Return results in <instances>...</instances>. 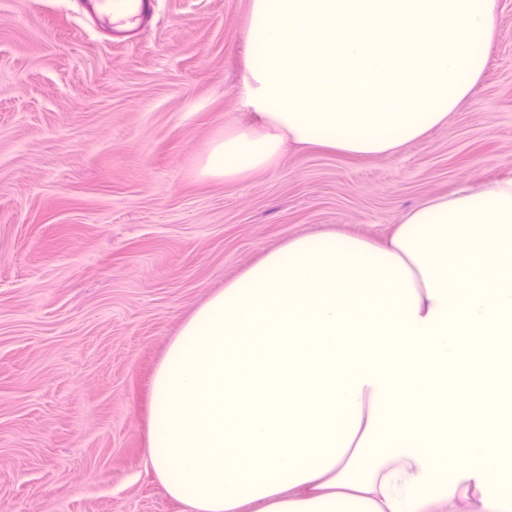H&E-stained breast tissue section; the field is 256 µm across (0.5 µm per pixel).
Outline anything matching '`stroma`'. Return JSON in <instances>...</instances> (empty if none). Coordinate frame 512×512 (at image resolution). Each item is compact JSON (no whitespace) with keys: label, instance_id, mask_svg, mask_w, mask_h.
Segmentation results:
<instances>
[{"label":"stroma","instance_id":"obj_1","mask_svg":"<svg viewBox=\"0 0 512 512\" xmlns=\"http://www.w3.org/2000/svg\"><path fill=\"white\" fill-rule=\"evenodd\" d=\"M251 0H159L109 39L70 0H0V512H189L148 454L152 384L216 291L292 238L385 239L512 177V0L483 77L384 156L288 149L203 175L242 101Z\"/></svg>","mask_w":512,"mask_h":512}]
</instances>
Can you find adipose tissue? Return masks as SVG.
<instances>
[{"mask_svg": "<svg viewBox=\"0 0 512 512\" xmlns=\"http://www.w3.org/2000/svg\"><path fill=\"white\" fill-rule=\"evenodd\" d=\"M496 16L497 0H251V121L214 144L203 174L273 167L290 142L397 152L472 91ZM509 296L512 178L430 200L380 242L296 237L171 343L151 464L192 512H512L511 450L449 446L447 429L410 413L447 384L449 337L476 317L512 327ZM336 336L344 353L327 346Z\"/></svg>", "mask_w": 512, "mask_h": 512, "instance_id": "ef3b65f1", "label": "adipose tissue"}]
</instances>
